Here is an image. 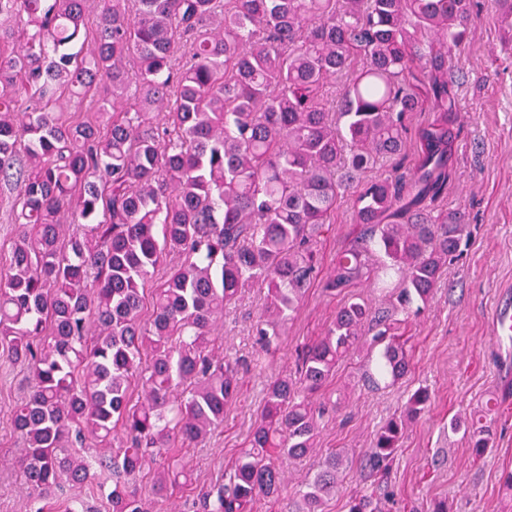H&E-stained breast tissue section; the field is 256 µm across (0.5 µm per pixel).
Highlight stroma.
Segmentation results:
<instances>
[{
    "label": "stroma",
    "instance_id": "1",
    "mask_svg": "<svg viewBox=\"0 0 512 512\" xmlns=\"http://www.w3.org/2000/svg\"><path fill=\"white\" fill-rule=\"evenodd\" d=\"M459 71L454 87L461 112L452 154L453 180L441 204L465 213L469 235L461 258L446 269L432 301L406 332L410 367L395 386L375 389L363 381L364 352L336 369L331 390L349 395L336 420L323 424L314 452L282 463L284 483L258 512H288L289 505L317 470L326 453H342L345 463L335 494L323 512H348V501L366 491L383 512H432L447 501L448 512H507L512 507L500 486L512 469V350L492 337L490 313L499 295L512 292V43L504 38L497 0H479V15L467 40L452 51ZM355 226L351 202L342 203L318 245L321 275H329L337 251ZM267 294L263 284L244 289L224 311L220 353L248 366L240 375L237 400L224 412V425L190 450L195 487L208 486L244 446L271 376L294 367L298 347L324 335L339 298L321 283L309 288L274 360L258 352L253 324ZM427 388L430 403L412 422L397 450L386 482H378L366 454L385 421L402 414L410 395ZM27 392L24 372L0 362V512H30L16 462L23 442L11 428L12 410ZM494 399V439L474 457L453 418Z\"/></svg>",
    "mask_w": 512,
    "mask_h": 512
}]
</instances>
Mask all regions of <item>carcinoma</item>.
Segmentation results:
<instances>
[{"label":"carcinoma","instance_id":"carcinoma-1","mask_svg":"<svg viewBox=\"0 0 512 512\" xmlns=\"http://www.w3.org/2000/svg\"><path fill=\"white\" fill-rule=\"evenodd\" d=\"M474 0H0V190L15 192V235L0 268V357L26 365L15 406L30 512L61 486L100 489L112 512H161L192 488L186 452L224 425L238 363L215 354L216 322L255 282L263 352L318 272L320 237L354 197L360 231L323 283L345 295L296 375L268 385L259 418L193 512H252L283 482L278 458L312 452L324 406L311 396L369 347L379 388L409 368L399 316L429 305L468 228L439 207L458 133L449 49L467 39ZM342 82L340 99H327ZM134 89L138 108L127 96ZM98 97L88 118L85 99ZM428 110L404 169L409 114ZM381 162L392 172L366 173ZM174 254L153 289L149 282ZM387 299L370 311L349 289ZM152 312L143 319L146 291ZM429 393L379 429L381 473ZM484 413L456 418L474 454ZM153 501L139 482L148 461ZM331 452L289 512H323L336 492Z\"/></svg>","mask_w":512,"mask_h":512}]
</instances>
